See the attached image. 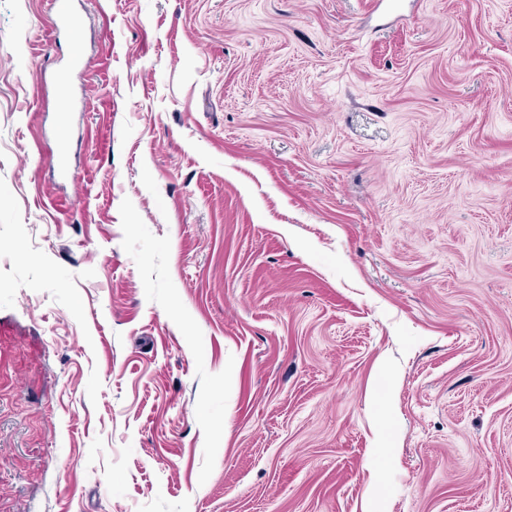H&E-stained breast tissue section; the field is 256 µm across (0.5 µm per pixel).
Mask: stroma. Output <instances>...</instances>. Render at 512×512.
I'll return each mask as SVG.
<instances>
[{"label":"stroma","instance_id":"1","mask_svg":"<svg viewBox=\"0 0 512 512\" xmlns=\"http://www.w3.org/2000/svg\"><path fill=\"white\" fill-rule=\"evenodd\" d=\"M373 3L0 0V512H512V0Z\"/></svg>","mask_w":512,"mask_h":512}]
</instances>
